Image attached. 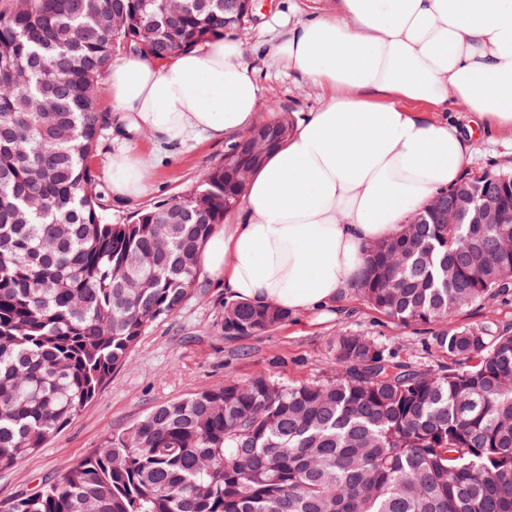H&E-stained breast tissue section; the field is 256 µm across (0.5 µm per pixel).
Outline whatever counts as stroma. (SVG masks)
<instances>
[{
  "label": "stroma",
  "mask_w": 512,
  "mask_h": 512,
  "mask_svg": "<svg viewBox=\"0 0 512 512\" xmlns=\"http://www.w3.org/2000/svg\"><path fill=\"white\" fill-rule=\"evenodd\" d=\"M321 0H257L258 18L247 33L251 47L268 38L272 19L299 20L322 9ZM267 102L293 112L315 111L324 96L299 76L288 74L273 60L258 63ZM117 128H110L98 150L100 190L109 221L123 222L143 207L193 187L201 174L221 162L222 141H202L162 154L147 180L145 193L133 199L114 197L110 187V157ZM512 167V138L476 131L474 157L468 173ZM173 316L153 323L128 361L114 370L96 396L43 448L16 467L0 471V502L33 494L48 486L65 467L80 463L107 438L135 424L155 406L222 386L225 379L247 380L266 375L283 383L317 381L329 376L335 363L337 332L367 334L383 343L400 360L438 368L448 363L429 329L403 328L347 293L336 311L291 316L278 329L239 340H228L221 328L223 289L208 274Z\"/></svg>",
  "instance_id": "stroma-1"
}]
</instances>
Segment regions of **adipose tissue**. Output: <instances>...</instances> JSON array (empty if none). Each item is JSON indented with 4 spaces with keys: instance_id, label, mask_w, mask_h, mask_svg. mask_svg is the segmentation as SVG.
Listing matches in <instances>:
<instances>
[{
    "instance_id": "ef3b65f1",
    "label": "adipose tissue",
    "mask_w": 512,
    "mask_h": 512,
    "mask_svg": "<svg viewBox=\"0 0 512 512\" xmlns=\"http://www.w3.org/2000/svg\"><path fill=\"white\" fill-rule=\"evenodd\" d=\"M265 54L325 101L252 176L238 222L212 232L201 262L230 299L327 311L362 275L368 244L398 236L459 181L472 130L449 113L512 134V0H332L277 31ZM107 91L118 122L160 152L233 142L265 102L234 36L161 65L116 59ZM153 163L118 144L113 194L140 196Z\"/></svg>"
}]
</instances>
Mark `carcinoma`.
<instances>
[{"label":"carcinoma","mask_w":512,"mask_h":512,"mask_svg":"<svg viewBox=\"0 0 512 512\" xmlns=\"http://www.w3.org/2000/svg\"><path fill=\"white\" fill-rule=\"evenodd\" d=\"M249 0H14L0 13V471L92 400L148 327L176 314L198 256L284 143L270 107L190 191L105 221L93 163L109 113L95 89L116 55L154 61L228 33ZM478 192L497 224H448ZM512 170L462 177L366 251L352 291L404 326H435L451 364L404 362L342 331L331 376L259 375L160 404L43 490L0 512H512V327L441 328L512 290ZM289 313L226 300L230 338Z\"/></svg>","instance_id":"carcinoma-1"}]
</instances>
